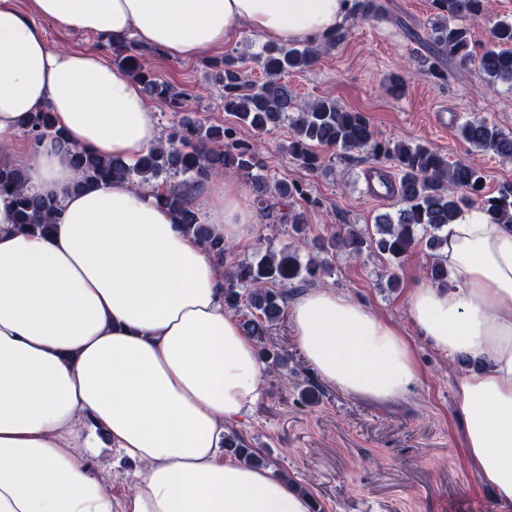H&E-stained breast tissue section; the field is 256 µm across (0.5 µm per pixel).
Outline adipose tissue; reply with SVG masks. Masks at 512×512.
<instances>
[{"label":"adipose tissue","mask_w":512,"mask_h":512,"mask_svg":"<svg viewBox=\"0 0 512 512\" xmlns=\"http://www.w3.org/2000/svg\"><path fill=\"white\" fill-rule=\"evenodd\" d=\"M351 0H31L61 28L127 37L190 59L248 28L288 43L333 33ZM0 0V167L24 166L30 190L57 197L48 232L18 229L0 195V512H312L271 468L224 455V425L265 379L253 339L224 305V267L151 189L115 181L75 193L78 174L53 141L22 150L31 112L47 108L69 145L136 159L159 141L139 83L93 48H50ZM208 221L249 242L244 187L208 183ZM439 257L450 283H422L409 315L441 351L483 359L457 382L466 459L512 505V226L463 210ZM292 335L319 378L375 400L418 379L403 331L326 288L290 306ZM141 463L122 499L93 454Z\"/></svg>","instance_id":"obj_1"}]
</instances>
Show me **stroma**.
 Wrapping results in <instances>:
<instances>
[{"mask_svg":"<svg viewBox=\"0 0 512 512\" xmlns=\"http://www.w3.org/2000/svg\"><path fill=\"white\" fill-rule=\"evenodd\" d=\"M378 2L380 12L367 19L349 11L336 44L317 39L316 64L286 75L289 89L303 99L328 97L362 113L379 140L425 142L449 162L463 161L481 169L487 193L512 185V160L476 151L459 132L465 121L477 119L512 134V85L482 82L470 65L448 59L436 62L429 42L436 21L431 0ZM33 22L50 47H93L105 58L113 56L107 41L92 33L65 30L39 16ZM266 43L263 36L243 29L224 47L186 60L137 44L142 64L182 94V107L157 108L159 131L167 132L184 117L234 128L237 139L256 147L268 177L302 187L305 198L297 207L305 214L309 239L328 240L348 225L373 231L380 216L397 214L400 203L394 197L371 199L365 173L378 165L397 176L391 160L323 147L321 167L311 170L285 150L289 125L258 132L225 112L223 92L211 78L210 60L228 53L242 57L250 79L261 82L265 76L255 57ZM439 112L448 115L446 127L435 124ZM266 240L277 250L288 246L293 241L291 226L255 221L249 245L233 249L228 262L252 259ZM329 262L321 287L334 289L400 326L418 366L417 382L393 402L331 388L307 363L283 317L269 328L266 345L286 354L287 360L281 365L266 362L261 394L248 414L233 423V430L256 449L263 464L304 486L318 512H512V506L496 501L464 455L455 383L472 372V365L462 356L440 352L409 318L408 294L425 280L432 262L424 244H417L396 268L374 253L355 260L339 252L330 255ZM393 273L399 281L391 288L387 282ZM93 466L119 499L131 492V476L140 468L139 463L107 450L94 457Z\"/></svg>","mask_w":512,"mask_h":512,"instance_id":"35a3bbf8","label":"stroma"}]
</instances>
